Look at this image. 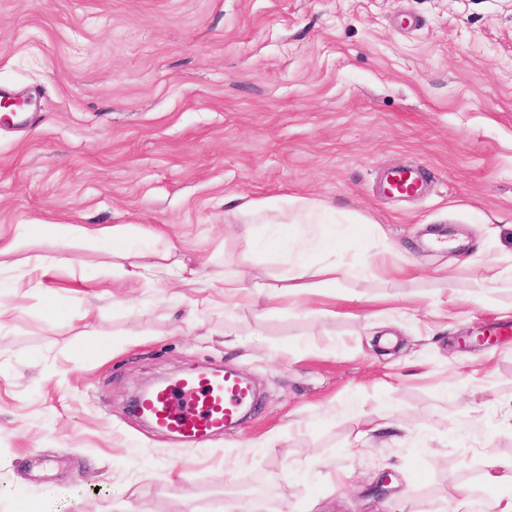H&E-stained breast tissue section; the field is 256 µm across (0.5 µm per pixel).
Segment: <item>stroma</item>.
Masks as SVG:
<instances>
[{
  "label": "stroma",
  "instance_id": "1",
  "mask_svg": "<svg viewBox=\"0 0 512 512\" xmlns=\"http://www.w3.org/2000/svg\"><path fill=\"white\" fill-rule=\"evenodd\" d=\"M0 239L21 224L165 232L189 281L116 287L121 260L43 237L0 257V512H490L512 460V0H0ZM410 168L401 198L384 173ZM331 224L336 285L225 300L219 270L295 200ZM66 256L43 271L42 262ZM58 291L49 312L43 291ZM239 345H224L225 334ZM230 367L258 400L204 451L132 410L147 381ZM399 432L354 441L366 420ZM389 484H382L383 474Z\"/></svg>",
  "mask_w": 512,
  "mask_h": 512
}]
</instances>
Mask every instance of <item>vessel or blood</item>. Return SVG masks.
<instances>
[{"instance_id": "1", "label": "vessel or blood", "mask_w": 512, "mask_h": 512, "mask_svg": "<svg viewBox=\"0 0 512 512\" xmlns=\"http://www.w3.org/2000/svg\"><path fill=\"white\" fill-rule=\"evenodd\" d=\"M250 396L247 382L237 373L193 369L175 384L143 393L138 410L158 430L200 449L237 419Z\"/></svg>"}]
</instances>
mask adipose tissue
Returning <instances> with one entry per match:
<instances>
[{"mask_svg":"<svg viewBox=\"0 0 512 512\" xmlns=\"http://www.w3.org/2000/svg\"><path fill=\"white\" fill-rule=\"evenodd\" d=\"M20 237L52 235L57 237L72 236L92 240L103 244L113 255L134 256L135 261L122 275L129 280L146 279L149 281L166 276L180 275L183 263L175 257L176 246L163 234L133 227L130 224L112 226H92L87 224H24L19 230ZM335 238L314 235L307 237L298 233L279 231L265 243V250L270 258L279 259L288 254L299 258L296 271L284 275L281 285L273 287L261 282H253L254 294H273L281 299H292L308 290V278L319 275L320 270L308 261L312 251H335Z\"/></svg>","mask_w":512,"mask_h":512,"instance_id":"1","label":"adipose tissue"}]
</instances>
